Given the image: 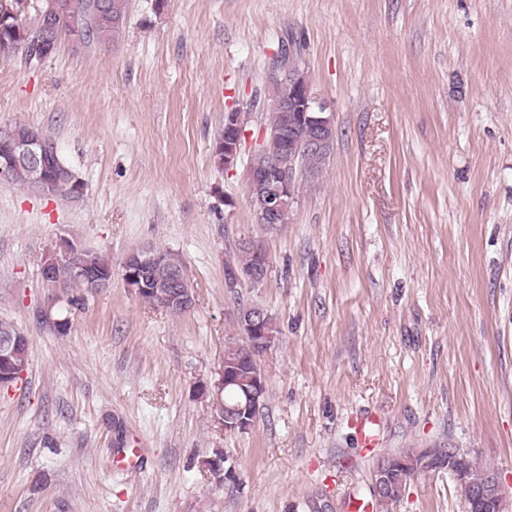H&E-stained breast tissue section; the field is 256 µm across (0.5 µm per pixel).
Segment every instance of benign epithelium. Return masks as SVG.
Listing matches in <instances>:
<instances>
[{
    "label": "benign epithelium",
    "mask_w": 512,
    "mask_h": 512,
    "mask_svg": "<svg viewBox=\"0 0 512 512\" xmlns=\"http://www.w3.org/2000/svg\"><path fill=\"white\" fill-rule=\"evenodd\" d=\"M29 0H4L0 3V11L18 18L28 14ZM70 45L81 46L86 43V29L83 19L73 17L70 23ZM286 111L289 112V124L303 123L314 130V136L304 145L299 146L293 140H284L280 131H272L269 135H261L253 139L251 148L262 147L273 141L277 142L279 152L288 156V166L278 161L269 169L262 172L246 170L247 188L263 192L266 202L263 210L256 216V223L267 227L277 224L292 202L295 201V160L306 152H314L325 157L327 152V130L333 127L332 113L327 111V105L309 87L303 83H296V93L289 101ZM241 113L236 109H229L224 113V137L218 144L224 148V169H234L240 159L242 146L246 135L244 126L240 122ZM56 153L54 143L45 140L40 133H33L23 139L13 136L10 130L0 129V154L4 159L0 161V180L5 182L9 178L11 165L17 160L27 162L32 170L34 179L41 186L45 194L55 193L49 181L48 167L53 155ZM240 244L250 248L255 255L253 268L240 274L234 270L224 271V287L231 292L245 284L258 285L267 277L269 258L264 248L251 239H243ZM82 248L69 241H62L59 249L45 259L42 266V277L48 281L54 277L55 269L60 265L67 266L72 278L85 283L92 292L101 291L112 283V274H93L81 259ZM163 263V252H133L123 261V279L126 285L134 290L147 289L156 285L155 271ZM269 314L264 309L245 304L237 310V321L240 324L242 335L250 340L251 350L257 354H264L275 342L266 325ZM28 337L21 332H6L0 335V379L3 383L11 382L16 375L18 365L14 362L17 348ZM234 385L244 389V401L235 404L224 402V391ZM267 387L266 379L261 371L251 373L244 371L241 359L226 357L217 378L210 384L201 386V394L211 398L214 409V418L224 427L227 433H245L255 426L260 405ZM404 467L420 469L427 468L433 472L447 469L453 476L456 484L463 487L468 512H506L507 504L503 486L496 474L489 475L482 485L474 487L465 480L467 460L465 455L457 448H418L407 461H400ZM204 467L209 473L221 482L224 480V454L217 450L215 454L204 461ZM398 469L390 463L372 473V491L375 503H381L385 496H402L404 483L396 478Z\"/></svg>",
    "instance_id": "obj_1"
}]
</instances>
